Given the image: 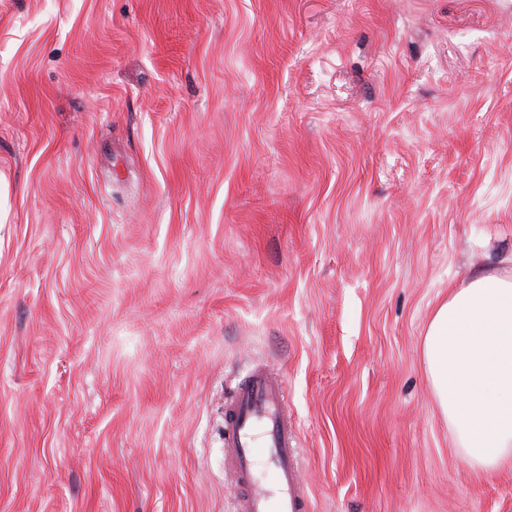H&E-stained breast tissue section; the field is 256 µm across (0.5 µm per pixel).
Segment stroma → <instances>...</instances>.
Instances as JSON below:
<instances>
[{
  "label": "stroma",
  "instance_id": "stroma-1",
  "mask_svg": "<svg viewBox=\"0 0 512 512\" xmlns=\"http://www.w3.org/2000/svg\"><path fill=\"white\" fill-rule=\"evenodd\" d=\"M512 270V0H0V512H234L280 373L309 512H512L421 339Z\"/></svg>",
  "mask_w": 512,
  "mask_h": 512
}]
</instances>
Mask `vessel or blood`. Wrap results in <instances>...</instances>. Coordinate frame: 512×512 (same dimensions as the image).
Instances as JSON below:
<instances>
[{"instance_id":"obj_1","label":"vessel or blood","mask_w":512,"mask_h":512,"mask_svg":"<svg viewBox=\"0 0 512 512\" xmlns=\"http://www.w3.org/2000/svg\"><path fill=\"white\" fill-rule=\"evenodd\" d=\"M261 459L269 467L265 482L256 472ZM224 463L235 479V512H307L285 387L266 365L253 366L224 406Z\"/></svg>"}]
</instances>
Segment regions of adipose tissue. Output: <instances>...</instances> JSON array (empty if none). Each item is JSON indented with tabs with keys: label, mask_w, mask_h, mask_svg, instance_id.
Here are the masks:
<instances>
[{
	"label": "adipose tissue",
	"mask_w": 512,
	"mask_h": 512,
	"mask_svg": "<svg viewBox=\"0 0 512 512\" xmlns=\"http://www.w3.org/2000/svg\"><path fill=\"white\" fill-rule=\"evenodd\" d=\"M421 348L436 406L466 458L488 471L512 459V273L450 289Z\"/></svg>",
	"instance_id": "adipose-tissue-1"
}]
</instances>
